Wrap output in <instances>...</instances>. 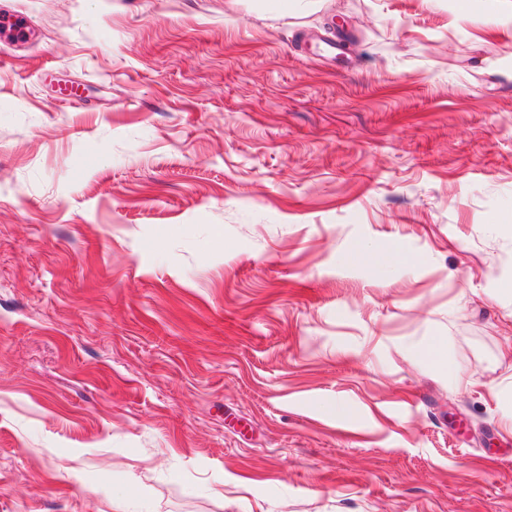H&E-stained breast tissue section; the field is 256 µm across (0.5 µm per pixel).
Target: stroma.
I'll list each match as a JSON object with an SVG mask.
<instances>
[{"label": "stroma", "mask_w": 512, "mask_h": 512, "mask_svg": "<svg viewBox=\"0 0 512 512\" xmlns=\"http://www.w3.org/2000/svg\"><path fill=\"white\" fill-rule=\"evenodd\" d=\"M496 5L0 0V512H512Z\"/></svg>", "instance_id": "1"}]
</instances>
